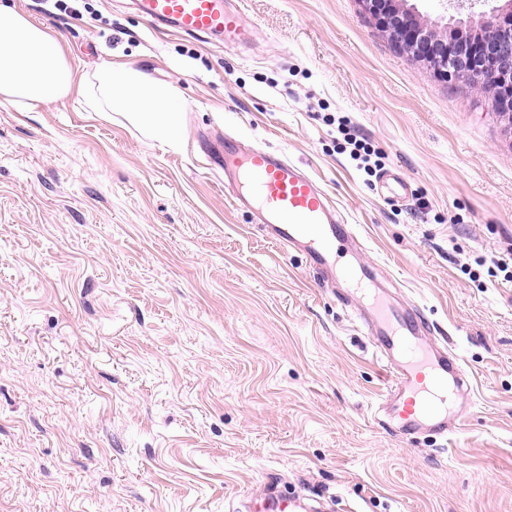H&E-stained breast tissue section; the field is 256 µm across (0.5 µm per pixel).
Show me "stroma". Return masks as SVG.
Wrapping results in <instances>:
<instances>
[{"instance_id":"obj_1","label":"stroma","mask_w":512,"mask_h":512,"mask_svg":"<svg viewBox=\"0 0 512 512\" xmlns=\"http://www.w3.org/2000/svg\"><path fill=\"white\" fill-rule=\"evenodd\" d=\"M17 0L75 75L175 85L172 151L78 97L0 105V512H249L266 490L335 512H512V125L388 39L359 0H230L244 40L155 29L134 0ZM408 184L337 146L336 118ZM284 154L361 258L471 374L460 432L375 416L387 377L353 307L283 254L209 162Z\"/></svg>"}]
</instances>
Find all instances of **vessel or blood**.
Here are the masks:
<instances>
[{"mask_svg":"<svg viewBox=\"0 0 512 512\" xmlns=\"http://www.w3.org/2000/svg\"><path fill=\"white\" fill-rule=\"evenodd\" d=\"M135 5L153 25L211 42L236 41L246 25L243 11L228 0H135ZM220 167L230 196L250 206L281 251L300 252L323 287L340 280L352 285L363 333L389 377L377 405L384 422L405 436L457 434L461 419L453 399L471 384L461 357L431 339L418 309L395 301L381 286L378 267L342 263L344 247L356 235L314 179L280 153L246 149L233 139L224 142Z\"/></svg>","mask_w":512,"mask_h":512,"instance_id":"1","label":"vessel or blood"}]
</instances>
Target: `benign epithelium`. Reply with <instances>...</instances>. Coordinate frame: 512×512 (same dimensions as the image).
Listing matches in <instances>:
<instances>
[{
    "label": "benign epithelium",
    "instance_id": "7a95c632",
    "mask_svg": "<svg viewBox=\"0 0 512 512\" xmlns=\"http://www.w3.org/2000/svg\"><path fill=\"white\" fill-rule=\"evenodd\" d=\"M391 42L449 82L488 95L512 126V0L490 14L424 21L408 0H359Z\"/></svg>",
    "mask_w": 512,
    "mask_h": 512
}]
</instances>
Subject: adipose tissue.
I'll return each instance as SVG.
<instances>
[{
  "instance_id": "obj_1",
  "label": "adipose tissue",
  "mask_w": 512,
  "mask_h": 512,
  "mask_svg": "<svg viewBox=\"0 0 512 512\" xmlns=\"http://www.w3.org/2000/svg\"><path fill=\"white\" fill-rule=\"evenodd\" d=\"M78 94L89 111L123 116L147 138L182 146L186 109L178 89L137 68L105 62L76 82L61 40L0 0V104L28 112Z\"/></svg>"
}]
</instances>
